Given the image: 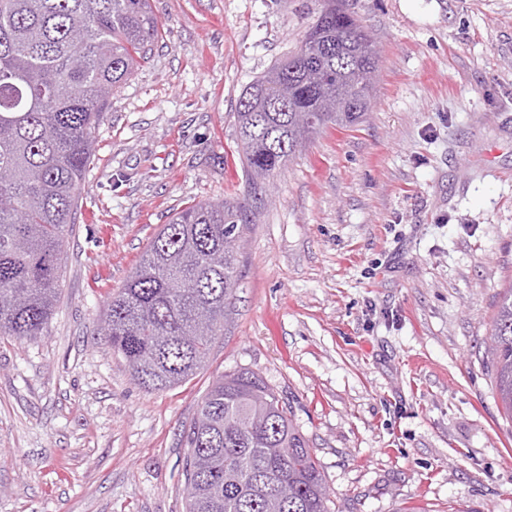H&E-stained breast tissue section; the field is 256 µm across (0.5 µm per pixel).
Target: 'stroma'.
Listing matches in <instances>:
<instances>
[{"label": "stroma", "mask_w": 512, "mask_h": 512, "mask_svg": "<svg viewBox=\"0 0 512 512\" xmlns=\"http://www.w3.org/2000/svg\"><path fill=\"white\" fill-rule=\"evenodd\" d=\"M169 33L98 127L41 336L0 337V512H185L183 429L259 374L335 512H512L485 350L512 286V0H346L379 49L362 120L275 175L204 369L148 392L98 319L174 213L243 194L235 106L324 0H151Z\"/></svg>", "instance_id": "obj_1"}]
</instances>
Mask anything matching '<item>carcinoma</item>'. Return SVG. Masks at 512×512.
Segmentation results:
<instances>
[{
    "instance_id": "cac0c4a2",
    "label": "carcinoma",
    "mask_w": 512,
    "mask_h": 512,
    "mask_svg": "<svg viewBox=\"0 0 512 512\" xmlns=\"http://www.w3.org/2000/svg\"><path fill=\"white\" fill-rule=\"evenodd\" d=\"M164 25L150 0H0V336L41 335L59 299L63 242L112 96L148 59ZM378 56L338 0L309 24L235 107L243 198L178 212L101 318L113 352L148 391L206 366L239 286L249 202L312 135L368 111ZM491 367L512 418V287L494 317ZM186 512H331L308 440L262 377L215 380L184 431ZM288 484V502L272 486Z\"/></svg>"
}]
</instances>
